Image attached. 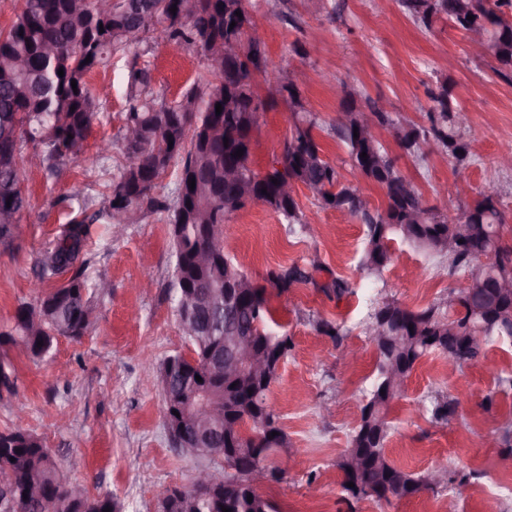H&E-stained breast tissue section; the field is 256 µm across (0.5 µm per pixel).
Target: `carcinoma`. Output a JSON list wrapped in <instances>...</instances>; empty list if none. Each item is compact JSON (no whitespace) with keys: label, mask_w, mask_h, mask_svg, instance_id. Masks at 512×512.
Here are the masks:
<instances>
[{"label":"carcinoma","mask_w":512,"mask_h":512,"mask_svg":"<svg viewBox=\"0 0 512 512\" xmlns=\"http://www.w3.org/2000/svg\"><path fill=\"white\" fill-rule=\"evenodd\" d=\"M183 0H110L101 11L100 0H22V7L9 26L0 29V204L11 202L13 221L0 225V241H11L21 214L30 206L25 182L15 179L4 148L22 149L29 144L41 163L58 170L79 159L83 149L75 141L87 139L93 119L102 107L100 96L86 83L94 69L108 65L112 57L133 44L152 50L155 34L178 48L197 51L207 59V73L178 101H166L155 90L147 69L131 62L127 87L128 108L124 125L140 129L139 140L131 145L126 130L121 141L130 163L112 180L108 205L96 219L110 224H131L149 212H170L171 241L175 249V274L182 284L201 290L215 306H224V292L242 290L247 299L241 305L239 323L252 330V343L259 351L271 350L282 362L291 348V339L267 328L273 312L266 288L282 295L300 285H311L328 298L351 292L350 284L332 277L320 283L316 274L326 270L314 256L307 264L278 265L267 270L261 286L229 255L202 267L196 254L215 237H224V224L250 202H261L282 215L290 224H305L296 199L278 196L273 180L288 178L315 190L322 207L348 214L365 227L362 268L378 276L389 262V243L398 237L409 244L448 260L452 273L461 272L466 285L448 290L453 303L438 302L411 310L392 300L386 309H373L369 321L387 320L386 334L372 339L376 352V378L365 396L361 418L349 447L337 466L343 483L353 482L362 493L347 487L355 499L371 497L389 503L434 490L425 484L427 472L412 473L392 461L386 452L389 435L387 419L390 403L400 395L393 373L410 377L417 363L428 354L453 352L457 366L475 365L486 356V346L497 336L512 339V291L492 296L478 266L479 257L494 252L500 262L512 263V245L503 241L504 215L492 192H483L471 207L454 213L430 206L416 185L396 167L395 159L374 137H354V129L367 124L389 125L397 130V144L407 154L419 157L422 145L432 143L454 163L457 171L470 164L469 144L459 124L462 109L455 103L448 85L441 83L429 91V127L411 121L393 122L388 113L367 98L343 88L340 110L329 124L328 133L347 150L351 167L380 186L385 194L383 207H370L360 198L359 189L341 180L334 165L324 159L312 130L320 118L302 96L298 82L281 83L292 73L290 65L268 70L266 46L252 37L250 12L243 0H194L195 9L183 16L171 12ZM399 0L405 16L424 30L446 19L469 34L475 28L484 37L482 56L495 63L499 75L512 73V21L500 7L512 8V0ZM241 16H236V12ZM474 19L469 20L467 16ZM154 19L151 27L140 28V19ZM234 38L241 43V58L212 61L207 47L217 39ZM90 62H85V59ZM64 76L58 75V70ZM276 86L291 113L293 131L284 143L277 163L265 171L254 169L253 130L267 101L257 89V77ZM77 82L72 89L71 81ZM222 105L216 114V104ZM173 144H168V141ZM243 155L235 156L237 150ZM367 157H361V153ZM179 174L171 200L154 195L158 180L175 160ZM236 171L233 183L225 181V168ZM195 180L199 187L180 193L182 183ZM88 225L72 219L64 225L52 245L34 266L35 280L47 283L53 276L76 269L67 287H55L42 294L36 304L18 306L13 325L0 331V349L23 346L34 358L52 350L58 337L79 339L95 322L89 286L81 271L86 265L85 241ZM455 324L469 333L464 338L444 327ZM195 363L181 361L193 376L207 373L205 343L192 342ZM278 379V366L262 375L221 372L211 375L213 394L224 407L218 426H239L238 432L224 435V459L228 470L219 474L215 500L203 504L186 493L178 512H213L222 502L232 512H276L272 502L251 487L243 474L264 461L272 447L258 420L275 414L267 402ZM15 461H10V458ZM9 468L14 481L0 485V512H120L110 494H87L82 510L70 503L67 487L73 481L64 473L42 439L23 429L0 432V468ZM41 485L40 497H24L32 477ZM252 501H247V497Z\"/></svg>","instance_id":"cac0c4a2"}]
</instances>
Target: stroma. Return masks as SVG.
I'll use <instances>...</instances> for the list:
<instances>
[{
  "label": "stroma",
  "instance_id": "stroma-1",
  "mask_svg": "<svg viewBox=\"0 0 512 512\" xmlns=\"http://www.w3.org/2000/svg\"><path fill=\"white\" fill-rule=\"evenodd\" d=\"M325 2L245 0L261 17L253 35L265 43L270 67L290 60L303 96L325 122L335 117L348 87L377 101L392 119L427 125V92L447 81L470 117L465 138L472 162L463 175L474 191L495 188L506 216L503 240L512 245V169L498 163L502 148L512 144V77L494 73L492 60L473 58L464 32L447 20L426 31L404 16L396 0H336L332 14ZM297 43L307 57L293 55ZM129 52L170 101L205 72L196 52L164 42L147 53L138 45ZM347 56L357 58V70L345 69ZM127 81L126 60L119 56L91 73L89 88L107 86L111 94L92 123L82 159L67 163L58 175L42 167L26 171L32 206L13 241L0 245V330L11 326L21 303L36 300L30 288L35 259L71 218L105 206L113 176L127 164L119 141ZM291 129L283 99L260 112L253 134L256 170L265 171L281 154ZM313 134L344 180L372 205H382L383 190L351 169L343 144L325 128ZM377 137L429 204L471 205V198L457 196L458 175L434 145L424 146L417 158L398 147L389 127L379 128ZM106 141L113 147L104 154L100 146ZM295 195L307 227L250 203L225 224V251L258 283L269 268L315 255L325 265L318 280L338 276L353 291L330 299L307 285L270 298L271 330L288 334L293 347L268 396L288 445L268 457L279 480L263 487V495L279 512H422L451 501L456 512H512V457L504 453L512 439V342L500 340L489 343L484 363L454 372L447 357L422 358L390 407L388 456L414 473L447 468V484L390 505L371 498L349 502L337 461L374 380L369 314L385 299L414 309L427 306L465 280L463 274H449L447 261L398 238L390 243L391 259L381 275H368L360 266L363 225L322 208L304 186H297ZM86 257L84 279L111 283L110 291L91 297L97 320L81 339L58 338L41 359L8 349L16 391L0 395V431L20 427L42 437L70 478L92 493L112 494L122 512H159L162 490L188 485L207 464L172 447L161 386L144 381L146 367L189 348L176 315V257L166 213L146 215L120 235L111 234L104 221L91 224ZM320 317L341 323L340 342L316 332ZM450 398L454 414L435 421L436 403Z\"/></svg>",
  "mask_w": 512,
  "mask_h": 512
}]
</instances>
